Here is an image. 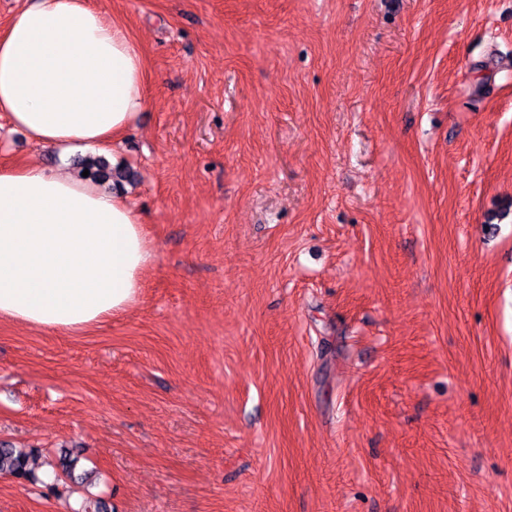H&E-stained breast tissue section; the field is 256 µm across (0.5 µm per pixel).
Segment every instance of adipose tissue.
I'll use <instances>...</instances> for the list:
<instances>
[{
    "instance_id": "1",
    "label": "adipose tissue",
    "mask_w": 512,
    "mask_h": 512,
    "mask_svg": "<svg viewBox=\"0 0 512 512\" xmlns=\"http://www.w3.org/2000/svg\"><path fill=\"white\" fill-rule=\"evenodd\" d=\"M145 87L138 43L90 0H31L0 30V112L61 158L119 143ZM152 258L121 192L64 168L0 167V320L91 327L137 302Z\"/></svg>"
}]
</instances>
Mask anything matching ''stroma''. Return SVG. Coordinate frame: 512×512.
I'll return each mask as SVG.
<instances>
[{
	"instance_id": "1",
	"label": "stroma",
	"mask_w": 512,
	"mask_h": 512,
	"mask_svg": "<svg viewBox=\"0 0 512 512\" xmlns=\"http://www.w3.org/2000/svg\"><path fill=\"white\" fill-rule=\"evenodd\" d=\"M92 2L155 258L90 330L0 321V442L100 473L0 512H512V0Z\"/></svg>"
}]
</instances>
